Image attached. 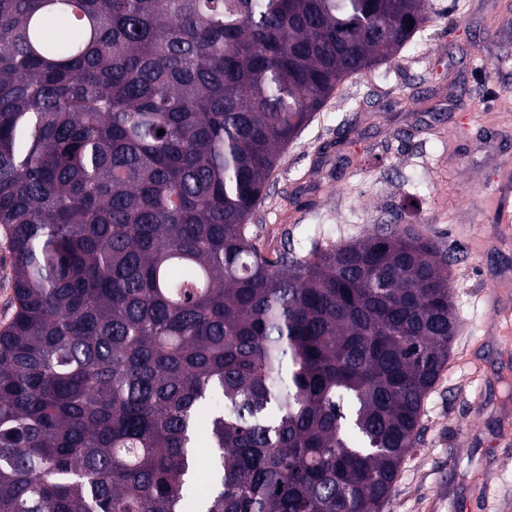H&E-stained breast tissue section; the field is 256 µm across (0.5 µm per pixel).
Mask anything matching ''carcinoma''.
<instances>
[{
  "label": "carcinoma",
  "instance_id": "obj_1",
  "mask_svg": "<svg viewBox=\"0 0 512 512\" xmlns=\"http://www.w3.org/2000/svg\"><path fill=\"white\" fill-rule=\"evenodd\" d=\"M427 0H0V512H384L461 330L448 251L249 221ZM164 130L158 135V130ZM6 263L4 262L5 257ZM9 261L8 270L11 262V255L8 248L7 234L3 226L0 225V329L5 326L12 317L13 308L10 306V288L3 287L4 276L8 272L5 267ZM7 270V272H6Z\"/></svg>",
  "mask_w": 512,
  "mask_h": 512
}]
</instances>
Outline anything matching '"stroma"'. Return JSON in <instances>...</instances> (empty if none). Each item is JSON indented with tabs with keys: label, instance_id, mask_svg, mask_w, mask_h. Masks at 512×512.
I'll use <instances>...</instances> for the list:
<instances>
[{
	"label": "stroma",
	"instance_id": "1",
	"mask_svg": "<svg viewBox=\"0 0 512 512\" xmlns=\"http://www.w3.org/2000/svg\"><path fill=\"white\" fill-rule=\"evenodd\" d=\"M391 62L347 78L284 151L251 222L264 253L407 224L453 252L461 332L386 512H465L492 480L512 512V299L493 348L481 295L512 277V218L482 203L512 159V0H429Z\"/></svg>",
	"mask_w": 512,
	"mask_h": 512
}]
</instances>
